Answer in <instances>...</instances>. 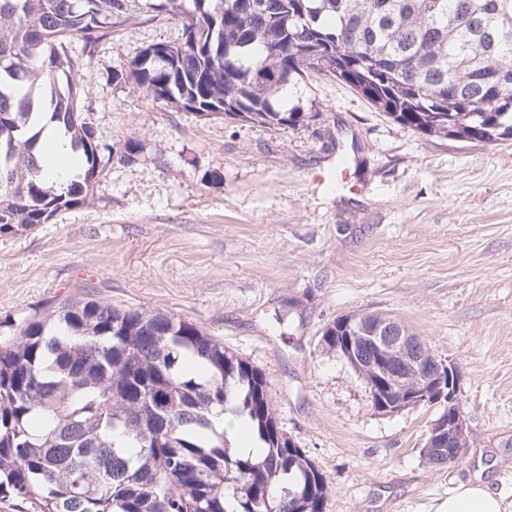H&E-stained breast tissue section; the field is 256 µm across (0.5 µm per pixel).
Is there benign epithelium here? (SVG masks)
<instances>
[{"label":"benign epithelium","mask_w":512,"mask_h":512,"mask_svg":"<svg viewBox=\"0 0 512 512\" xmlns=\"http://www.w3.org/2000/svg\"><path fill=\"white\" fill-rule=\"evenodd\" d=\"M336 350L372 387L377 412L393 414L424 402L440 408L424 451L446 448L448 463L460 459L458 449L468 446V426L459 405L460 373L453 363L442 362L443 373H429V363L437 357L399 323L379 314L371 335L345 336Z\"/></svg>","instance_id":"1"}]
</instances>
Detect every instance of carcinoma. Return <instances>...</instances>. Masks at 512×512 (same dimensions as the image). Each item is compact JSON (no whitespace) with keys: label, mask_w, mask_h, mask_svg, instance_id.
I'll use <instances>...</instances> for the list:
<instances>
[{"label":"carcinoma","mask_w":512,"mask_h":512,"mask_svg":"<svg viewBox=\"0 0 512 512\" xmlns=\"http://www.w3.org/2000/svg\"><path fill=\"white\" fill-rule=\"evenodd\" d=\"M182 21L125 78L201 116L293 126L279 97L311 71L429 136L512 139V0H0V233L87 201L104 159L68 61L138 13ZM85 161L59 189L41 173L32 90ZM249 421L258 458L229 451L217 419ZM329 485L288 447L263 375L193 323L68 300L0 337V500L32 512H323Z\"/></svg>","instance_id":"1"}]
</instances>
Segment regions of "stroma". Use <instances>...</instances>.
I'll return each mask as SVG.
<instances>
[{
    "label": "stroma",
    "instance_id": "35a3bbf8",
    "mask_svg": "<svg viewBox=\"0 0 512 512\" xmlns=\"http://www.w3.org/2000/svg\"><path fill=\"white\" fill-rule=\"evenodd\" d=\"M183 38L143 15L85 52L83 116L114 148L91 198L0 234V335L67 298L163 312L255 366L281 430L329 483L324 512H434L482 478L512 512V140L423 135L318 72L290 90L305 118H206L122 78ZM345 160L344 189H335ZM387 315L461 372L469 446L434 467L438 409L377 412L322 341L347 314Z\"/></svg>",
    "mask_w": 512,
    "mask_h": 512
}]
</instances>
